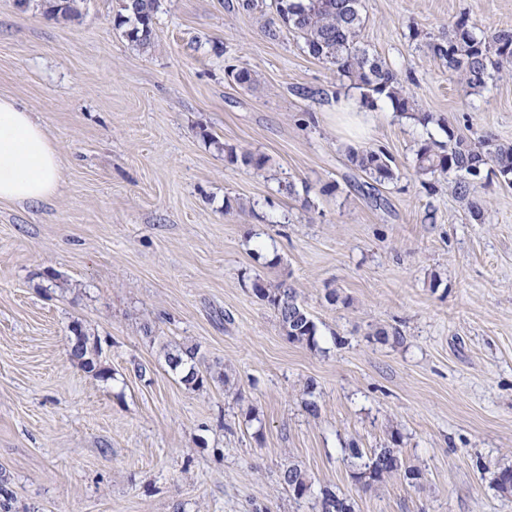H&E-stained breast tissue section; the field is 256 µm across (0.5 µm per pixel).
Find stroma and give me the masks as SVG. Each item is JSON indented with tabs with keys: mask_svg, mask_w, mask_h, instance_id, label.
<instances>
[{
	"mask_svg": "<svg viewBox=\"0 0 512 512\" xmlns=\"http://www.w3.org/2000/svg\"><path fill=\"white\" fill-rule=\"evenodd\" d=\"M362 5L363 43L429 125L364 108L296 33L269 38L273 0H159L145 49L114 25L122 0L58 20L0 0V96L63 160L51 199L0 202V474L18 512H313L280 484L289 465L356 512H512L493 484L512 465V184L475 183L479 224L450 178L413 172L430 136L512 144V74L477 93L428 50L463 18L512 30V0ZM351 147L386 151L395 179L370 188ZM257 279L295 286L317 347L288 341ZM76 323L111 379L70 358ZM178 344L225 382L187 389L165 361ZM353 444L397 445L421 483H356Z\"/></svg>",
	"mask_w": 512,
	"mask_h": 512,
	"instance_id": "obj_1",
	"label": "stroma"
}]
</instances>
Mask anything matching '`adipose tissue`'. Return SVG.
<instances>
[{
    "instance_id": "1",
    "label": "adipose tissue",
    "mask_w": 512,
    "mask_h": 512,
    "mask_svg": "<svg viewBox=\"0 0 512 512\" xmlns=\"http://www.w3.org/2000/svg\"><path fill=\"white\" fill-rule=\"evenodd\" d=\"M62 158L31 112L0 97V201L35 203L57 193Z\"/></svg>"
}]
</instances>
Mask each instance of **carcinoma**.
I'll return each instance as SVG.
<instances>
[{
	"instance_id": "1",
	"label": "carcinoma",
	"mask_w": 512,
	"mask_h": 512,
	"mask_svg": "<svg viewBox=\"0 0 512 512\" xmlns=\"http://www.w3.org/2000/svg\"><path fill=\"white\" fill-rule=\"evenodd\" d=\"M362 0H277L276 10L282 26L291 29L303 39L306 52L336 68L340 78L360 90L362 103L374 105L375 98H384L394 112L409 117L426 127L432 121L427 112L415 111V104L402 85L398 73L380 57L372 54L361 41L364 18ZM77 0H49L46 13L71 17L77 15ZM158 0H123V12L114 25L124 29L127 39L141 47L151 45L154 35V16ZM432 56L448 67V73L463 76L475 91L483 90L494 73L505 66H512V31L499 30L490 35L468 21L457 22L448 39L429 44ZM350 162L355 170L372 182L382 185L395 178L391 159L381 151L372 149L349 150ZM415 172L420 175H448L454 179L456 194L469 198L476 177L473 171L492 172L504 181L512 182V144H494L484 138L472 145L448 135V145L435 140L422 144L416 151ZM257 297L274 310L288 340L318 345L317 323L299 303L296 289L283 281L271 287L257 280L253 284ZM68 337L69 355L95 377L107 380L109 371L98 366L92 357L89 337L79 326L72 328ZM197 346H178L166 351L165 359L170 369L180 375L189 390L198 391L207 379L222 380L219 371L204 376L197 369L200 361ZM345 456L354 467L352 478L365 486L380 482L399 472L411 485L422 479L417 469H402L394 448H376L370 455L353 446L344 449ZM282 484L290 487L296 498H314L315 512H355L354 503L325 487L314 493L306 472L295 465L280 473ZM494 484L499 492L512 495V466L496 470ZM14 492L7 478L0 475V512H13Z\"/></svg>"
}]
</instances>
